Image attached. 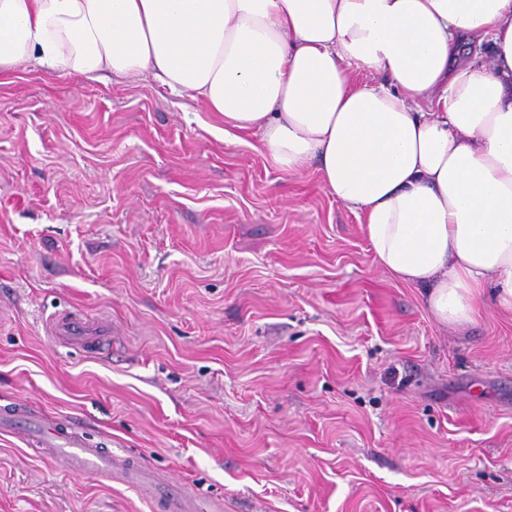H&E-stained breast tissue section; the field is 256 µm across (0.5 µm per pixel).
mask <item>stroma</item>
I'll list each match as a JSON object with an SVG mask.
<instances>
[{"label": "stroma", "instance_id": "1", "mask_svg": "<svg viewBox=\"0 0 512 512\" xmlns=\"http://www.w3.org/2000/svg\"><path fill=\"white\" fill-rule=\"evenodd\" d=\"M152 81L0 77V412L37 411L200 512H512V315L459 330L316 166ZM79 312L101 354L46 333ZM0 512H163L0 434ZM156 496L166 504L167 512H197L195 498L188 487L176 481H160L155 485Z\"/></svg>", "mask_w": 512, "mask_h": 512}]
</instances>
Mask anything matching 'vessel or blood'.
Returning a JSON list of instances; mask_svg holds the SVG:
<instances>
[{"mask_svg":"<svg viewBox=\"0 0 512 512\" xmlns=\"http://www.w3.org/2000/svg\"><path fill=\"white\" fill-rule=\"evenodd\" d=\"M49 335L85 345L98 341L104 334L101 323L77 314L55 316L47 325ZM10 429L26 445H43L59 449L71 462L72 470L96 474L104 481L119 479L124 459L111 449L95 447L86 437L69 433L63 436L45 430L34 415H26L23 422L0 417V430ZM156 495L166 504L167 512H197L194 497L188 488L174 481H160L155 485Z\"/></svg>","mask_w":512,"mask_h":512,"instance_id":"b4317fda","label":"vessel or blood"}]
</instances>
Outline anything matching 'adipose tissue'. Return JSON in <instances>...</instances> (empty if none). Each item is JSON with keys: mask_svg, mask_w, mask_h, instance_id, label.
Here are the masks:
<instances>
[{"mask_svg": "<svg viewBox=\"0 0 512 512\" xmlns=\"http://www.w3.org/2000/svg\"><path fill=\"white\" fill-rule=\"evenodd\" d=\"M19 69L188 94L275 168L317 164L436 321L512 312V0H0Z\"/></svg>", "mask_w": 512, "mask_h": 512, "instance_id": "1", "label": "adipose tissue"}]
</instances>
